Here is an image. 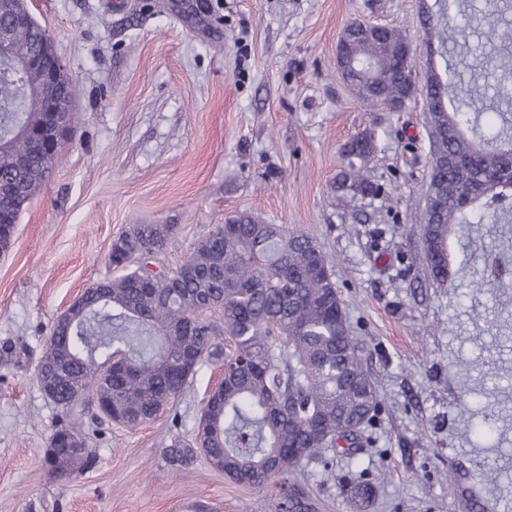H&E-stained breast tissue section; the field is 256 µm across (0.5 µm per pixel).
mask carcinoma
<instances>
[{
	"mask_svg": "<svg viewBox=\"0 0 512 512\" xmlns=\"http://www.w3.org/2000/svg\"><path fill=\"white\" fill-rule=\"evenodd\" d=\"M512 0H494L484 17L487 42L512 50ZM9 30L6 59L0 60V210H23L38 194L62 153L38 152L25 138L44 121L39 75H15L33 55L42 28L12 25L0 7V28ZM408 40L384 26L371 37L351 33L341 41L346 63L338 74L355 96L392 112L417 93L437 97L425 104L431 149L456 161L451 171L430 172L427 190L438 202L432 218L421 214L420 232L431 276L448 280L449 242L466 224L512 223V206L493 213L489 202L512 200V71L501 74L494 98L469 99L467 111L448 110V85L430 76L417 88L415 58L403 61ZM378 150V133L368 128L344 146L347 167L338 188L370 195L363 169ZM171 224H135L112 242V277L88 288L84 306L70 310L52 328V342L37 379L53 373L55 358L68 375L55 381L52 401L66 412L85 402L126 427H137L176 402L204 366L222 370L221 385L202 402L195 439H173L170 465L199 452L237 484L270 490L274 512H318L304 481L306 466L333 453L336 434L367 424L377 394L364 368L341 303L334 275L318 269L323 257L303 232H285L238 214L201 239L170 283L152 274L148 262L172 241ZM501 262L491 253L471 281L473 299L486 291ZM220 312L211 320L205 313ZM233 349L224 351L219 338ZM115 351L123 357L107 368ZM75 419L52 435L64 457L71 440L82 438ZM354 498L365 508L374 486L362 481Z\"/></svg>",
	"mask_w": 512,
	"mask_h": 512,
	"instance_id": "obj_1",
	"label": "carcinoma"
}]
</instances>
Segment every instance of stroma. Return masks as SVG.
I'll return each instance as SVG.
<instances>
[{"label":"stroma","mask_w":512,"mask_h":512,"mask_svg":"<svg viewBox=\"0 0 512 512\" xmlns=\"http://www.w3.org/2000/svg\"><path fill=\"white\" fill-rule=\"evenodd\" d=\"M443 0H31L73 81L65 160L20 214L0 254V512H271L268 496L196 458L167 464L173 433L192 437L214 370L203 367L172 408L136 428L86 408L90 464L49 473L66 422L40 392L37 365L56 320L111 276L113 240L134 224H170L165 268L184 262L239 212L312 236L334 274L380 402L359 454L309 468L321 512H512V277L471 301L486 252L511 224L463 227L444 284L432 281L419 224L430 145L416 99L400 112L355 98L336 49L355 21L403 31L415 79L447 77L448 43L488 67L494 92L506 56L478 27L427 32ZM374 127L375 196L339 197L344 143ZM487 414L494 443L470 430Z\"/></svg>","instance_id":"stroma-1"}]
</instances>
